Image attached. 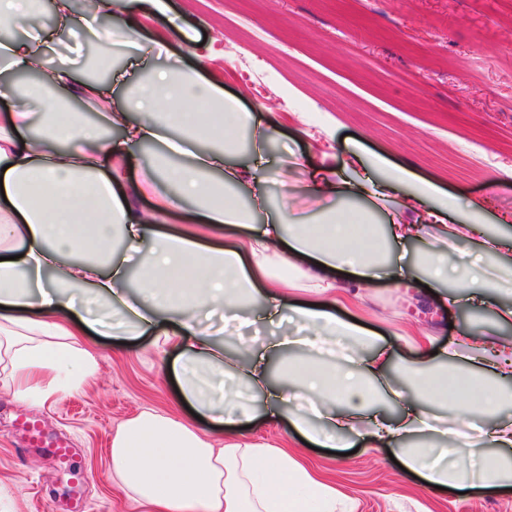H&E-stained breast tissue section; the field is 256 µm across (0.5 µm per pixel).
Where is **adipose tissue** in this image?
Instances as JSON below:
<instances>
[{
	"instance_id": "ef3b65f1",
	"label": "adipose tissue",
	"mask_w": 512,
	"mask_h": 512,
	"mask_svg": "<svg viewBox=\"0 0 512 512\" xmlns=\"http://www.w3.org/2000/svg\"><path fill=\"white\" fill-rule=\"evenodd\" d=\"M59 25L85 28L104 44L135 42L134 14L164 13L165 0H98L95 12L72 10L71 0H54ZM119 10L125 23L100 24L101 15ZM54 41L40 27L17 38L0 39V71H23L38 64ZM77 98L106 112L122 140L104 139L92 125L75 126L69 113L53 112L35 122L32 106L48 91ZM9 106L0 112V362L9 369L14 397L34 404L76 389L96 371L97 360L80 341L90 320L73 314L74 291L89 287L107 300L120 319L122 335L156 328L163 311H177L175 342L183 349L177 383L183 402L223 425V443H214L190 419L150 410L122 423L112 435V475L148 512H338L336 486L303 459L283 448L254 442L245 427L255 409L243 387L263 394L271 420L287 418L308 442L324 448L348 447L359 438L371 448L391 449L405 469L431 485L488 491L500 487L512 463L501 455L512 447V420L500 417L505 386L512 382V345L485 334L464 332L448 346L453 372L430 367L435 349L429 335L406 343L410 359L393 361L375 331L342 319L330 301L346 304L348 290L331 274L349 273L352 287H371L387 244L429 234L436 242L428 278L449 276L445 247L466 239L484 266L462 265L470 296L490 308L498 323L512 324V304L491 299L504 257L512 255V235L490 234L478 223L452 224L456 202L430 182H414L406 168L354 159L355 174L325 171L301 195L319 202L338 199L389 200L394 204L387 234L376 232L366 210L331 209L310 224L286 207L271 206L262 184L271 161L265 150L269 125L262 112H244L238 100L214 82L185 78L177 68L157 70L126 87L121 103L105 96L99 82L80 81L70 63L49 70L47 81L0 87ZM246 127L251 135L248 164L231 163L235 144L226 130ZM158 143L168 165L163 174L143 172L129 195L116 190L137 147ZM249 196L241 206L239 191ZM152 193L151 211L135 200ZM179 219L205 225L215 236L245 229L244 241L221 247L202 236L158 232ZM151 246H144L146 234ZM121 236L123 248L112 245ZM135 267L140 289L127 299L128 267ZM351 287V288H352ZM302 289L307 305L288 304L285 293ZM266 304L261 319H297L311 329V346L328 338L359 337L369 353L338 367L333 357L285 362L277 381L269 379L271 359L299 345L294 336L275 337L230 355L203 328L202 311L238 309L256 293ZM403 377L394 389L390 371ZM392 395L397 416L372 410L378 392ZM308 400L317 422L290 400ZM441 405L458 417L488 421L485 448L451 442L448 462H431V448H407L414 433L430 430L422 404ZM478 458L479 478L458 469L464 458Z\"/></svg>"
}]
</instances>
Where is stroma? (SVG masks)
Here are the masks:
<instances>
[{"label": "stroma", "instance_id": "35a3bbf8", "mask_svg": "<svg viewBox=\"0 0 512 512\" xmlns=\"http://www.w3.org/2000/svg\"><path fill=\"white\" fill-rule=\"evenodd\" d=\"M166 14L140 17L135 44L101 48L86 30L61 33L45 65L71 58L77 79L107 54L127 82L161 64L153 41L184 72L204 73L235 97L242 111L261 110L270 125L266 151L281 172L265 190L271 204L289 202L316 221L335 199L316 204L300 191L311 173L341 170L353 149L381 157L437 183L455 196L449 219L470 218V204L490 230L512 233V0H167ZM432 238L405 245L410 286L382 278L352 296L351 315L376 330L395 357L409 356L404 337L427 332L443 346L462 332L512 343V325L466 301L463 282L434 284L419 262ZM97 370L78 389L36 405L8 393L0 372V512H143L112 481V432L141 410L186 415L174 370L180 347L153 333L85 338ZM249 438L308 458L331 474L354 512H512V483L490 493L437 489L392 461L387 449L340 456L287 439V422L267 417L254 398ZM46 438L74 443L69 467L30 444L20 419Z\"/></svg>", "mask_w": 512, "mask_h": 512}]
</instances>
